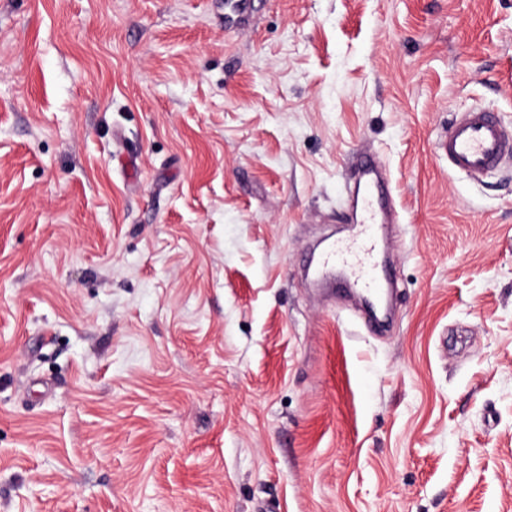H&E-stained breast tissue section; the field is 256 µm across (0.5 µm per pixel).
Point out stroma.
I'll return each mask as SVG.
<instances>
[{"label":"stroma","mask_w":512,"mask_h":512,"mask_svg":"<svg viewBox=\"0 0 512 512\" xmlns=\"http://www.w3.org/2000/svg\"><path fill=\"white\" fill-rule=\"evenodd\" d=\"M0 0V512H512V0ZM390 173L395 321L302 271ZM456 171L479 179L512 155V132L496 112L474 107L448 125V134L438 144Z\"/></svg>","instance_id":"35a3bbf8"}]
</instances>
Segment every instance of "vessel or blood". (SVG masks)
I'll list each match as a JSON object with an SVG mask.
<instances>
[{"instance_id": "b4317fda", "label": "vessel or blood", "mask_w": 512, "mask_h": 512, "mask_svg": "<svg viewBox=\"0 0 512 512\" xmlns=\"http://www.w3.org/2000/svg\"><path fill=\"white\" fill-rule=\"evenodd\" d=\"M438 149L447 155L453 170L479 179L512 156V131L502 125L497 113L475 107L449 124ZM378 167L371 153H358L354 202L348 215L357 233L347 241L329 244L317 266V274L323 279L330 278L335 267H343L349 284L374 295L380 294L386 283L375 263L380 248L377 227L385 223L393 196L391 182L378 176Z\"/></svg>"}]
</instances>
